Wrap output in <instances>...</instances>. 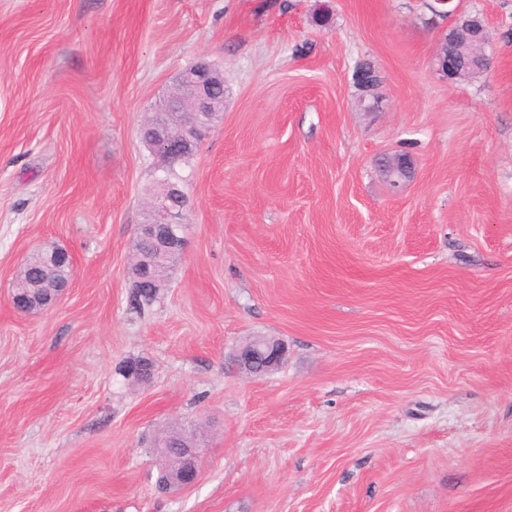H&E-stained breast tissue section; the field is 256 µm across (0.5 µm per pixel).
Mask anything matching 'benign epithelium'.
Instances as JSON below:
<instances>
[{"label": "benign epithelium", "mask_w": 512, "mask_h": 512, "mask_svg": "<svg viewBox=\"0 0 512 512\" xmlns=\"http://www.w3.org/2000/svg\"><path fill=\"white\" fill-rule=\"evenodd\" d=\"M471 38L460 45L458 51L472 58L473 76L483 75L491 68V59L485 52L477 50V46L487 41L486 30L481 20H471ZM362 92L361 101L365 109L370 111L377 104L376 89L379 83L378 74L365 73L358 69L355 72ZM224 109V86L219 84L216 72L205 62H200L180 73L175 91L164 103V111L172 112L181 119V131L175 135L169 132L166 122L155 123V138L150 142L152 151L163 160L157 168L156 186L159 191L152 194L149 202V220L140 225L138 233L151 239L160 247V253L166 258L175 257L184 244L186 225L183 224L185 200L173 190L167 180V171L178 160L175 150L190 145H199L210 130L205 119L217 115ZM385 178L390 186L398 190L407 178L411 177L413 167L408 158L394 154L382 163ZM66 293V289L50 284L48 288L35 291L16 292L11 296L15 309L28 312L44 309L56 304ZM288 355L287 345L280 340H250L239 347L232 356L233 363L244 372L260 376L280 368ZM165 466L162 473L165 480L159 488H184L196 483L200 471V451L196 444L187 442L180 445L177 453L172 454L169 448H163Z\"/></svg>", "instance_id": "7a95c632"}]
</instances>
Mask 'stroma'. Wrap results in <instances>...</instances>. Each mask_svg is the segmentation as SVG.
Instances as JSON below:
<instances>
[{
    "label": "stroma",
    "instance_id": "stroma-1",
    "mask_svg": "<svg viewBox=\"0 0 512 512\" xmlns=\"http://www.w3.org/2000/svg\"><path fill=\"white\" fill-rule=\"evenodd\" d=\"M433 5L0 0V512H512V0H462L493 59L471 80L439 72ZM201 60L224 110L139 312L141 129ZM403 152L395 191L377 160ZM49 245L73 283L17 312ZM254 336L281 368L230 366ZM173 429L201 473L161 493ZM354 79L362 92L361 101L365 104V109L368 111L372 110L375 104H377L375 93L379 83L377 72L366 74L363 70L358 69L355 72ZM43 251L53 253L59 263L67 266L70 269L72 277L64 288H55V284L51 278L47 277L43 281H49L50 288H39L35 291L14 292V294L12 293L11 302L13 307L22 312H28L35 309H44L56 304L65 295L66 289L70 288V285L73 282L75 270L70 254L65 250L57 247ZM22 297L25 299V301L21 299Z\"/></svg>",
    "mask_w": 512,
    "mask_h": 512
}]
</instances>
